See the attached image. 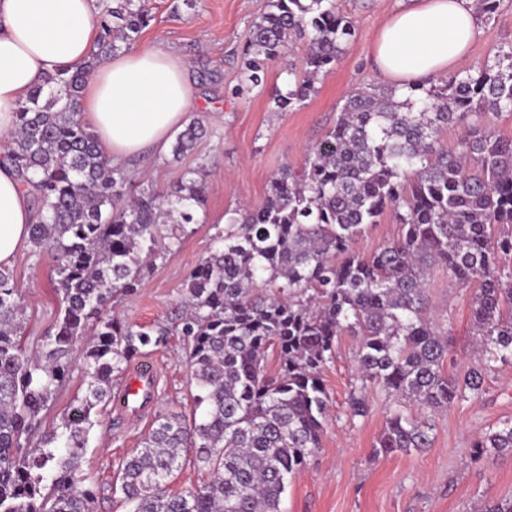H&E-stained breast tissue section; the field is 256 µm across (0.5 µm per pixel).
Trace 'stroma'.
<instances>
[{"mask_svg": "<svg viewBox=\"0 0 512 512\" xmlns=\"http://www.w3.org/2000/svg\"><path fill=\"white\" fill-rule=\"evenodd\" d=\"M270 0H145L152 17L134 45L174 53L188 70L191 118L205 134L192 154L174 160L171 149H149L125 160L136 182L157 193L168 192L188 167L206 165L205 212L199 223L186 225L177 244L159 240L143 285L118 300L122 320L133 325H173L180 312L181 289L189 271L208 256L222 231L225 210L242 204L261 205L277 170L300 167L304 152L332 128L345 96L364 85L388 86L376 68L372 44L378 29L403 0H337L356 23V34L339 61L323 74L317 91L301 106L280 109L275 101L289 68L301 65L303 46L268 62L261 85L243 77L254 21ZM512 42V0H501L496 17L480 22L468 66L475 69L496 47ZM56 257L50 246L23 243L14 260V281L28 316L27 332L37 339L54 324L58 301L54 290ZM430 303L440 327L450 332L447 370L464 371L472 360L469 292L450 287L446 275L433 271ZM83 344H76L70 376L56 399L41 414L51 427L72 400L83 395ZM356 340L339 338L323 378L330 413L321 445L306 467L289 483L282 512H475L482 503L512 497V454H487L473 460L476 433L512 420V367L489 373L486 393L432 414L433 443L417 451L374 456L394 399L379 388L367 392L368 412L351 417L347 405L354 381ZM156 373L152 401L138 412H120L112 404L99 411L82 467L103 486L96 512H127L120 494L109 491L117 464L132 453L155 418L168 411L192 412L193 390L183 361L182 342L171 336L165 347L150 350Z\"/></svg>", "mask_w": 512, "mask_h": 512, "instance_id": "stroma-1", "label": "stroma"}]
</instances>
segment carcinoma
<instances>
[{
  "mask_svg": "<svg viewBox=\"0 0 512 512\" xmlns=\"http://www.w3.org/2000/svg\"><path fill=\"white\" fill-rule=\"evenodd\" d=\"M150 22L140 0H99L89 59L46 76L17 108L5 158L38 193L31 238L57 255L54 326L28 345L26 311L13 271L0 268V512H94L96 486L81 466L112 382L149 347L181 337L200 415L161 414L122 460L115 488L132 512H281L289 477L320 447L328 394L322 370L339 336L357 337L352 416L370 384L439 411L485 394V377L512 365V137L492 118L512 112V43L478 69L446 81L362 87L336 124L283 166L263 204L224 212V234L188 274L174 329L122 321L110 304L142 286L146 262L168 224H196L204 169H185L161 196L107 160L77 111L97 59L117 54ZM336 0H272L254 22L245 80L262 82L268 61L300 43L299 75L278 93L282 108L316 92L319 74L355 36ZM464 129L457 147L442 131ZM201 123L177 134L173 156L195 149ZM392 212L401 234L368 253L354 249ZM472 291L477 358L448 374V334L436 328L429 277ZM86 343V391L58 423L40 414ZM280 362L266 369L269 353ZM429 423L389 410L376 455L431 447ZM195 449L207 478L170 492L166 482ZM512 452V421L473 442L477 458Z\"/></svg>",
  "mask_w": 512,
  "mask_h": 512,
  "instance_id": "obj_1",
  "label": "carcinoma"
}]
</instances>
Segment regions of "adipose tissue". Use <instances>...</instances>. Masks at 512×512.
Returning <instances> with one entry per match:
<instances>
[{"label": "adipose tissue", "instance_id": "ef3b65f1", "mask_svg": "<svg viewBox=\"0 0 512 512\" xmlns=\"http://www.w3.org/2000/svg\"><path fill=\"white\" fill-rule=\"evenodd\" d=\"M471 0H412L379 29L377 69L404 86L443 77L469 58L478 17ZM98 0H0V136L50 72L83 64L97 35ZM192 106L183 63L161 48L101 57L82 92L81 117L104 154L120 160L144 147L165 148ZM34 189L0 161V266H11L37 221Z\"/></svg>", "mask_w": 512, "mask_h": 512}]
</instances>
